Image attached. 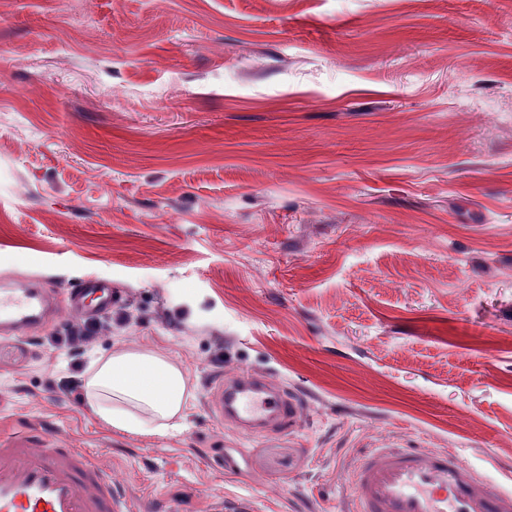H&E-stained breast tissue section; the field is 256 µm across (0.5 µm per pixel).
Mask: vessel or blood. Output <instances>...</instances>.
<instances>
[{
    "instance_id": "vessel-or-blood-1",
    "label": "vessel or blood",
    "mask_w": 512,
    "mask_h": 512,
    "mask_svg": "<svg viewBox=\"0 0 512 512\" xmlns=\"http://www.w3.org/2000/svg\"><path fill=\"white\" fill-rule=\"evenodd\" d=\"M118 301L112 288L85 278L73 288L0 290V335L22 336L61 312L95 316ZM214 418L253 436L293 429L303 400L263 376L216 375ZM351 512H512V491L481 476L444 448H374L351 472ZM127 501L104 457L61 448L35 430L0 440V512H126Z\"/></svg>"
}]
</instances>
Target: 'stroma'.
<instances>
[{"instance_id":"1","label":"stroma","mask_w":512,"mask_h":512,"mask_svg":"<svg viewBox=\"0 0 512 512\" xmlns=\"http://www.w3.org/2000/svg\"><path fill=\"white\" fill-rule=\"evenodd\" d=\"M89 276L82 350L0 337V437L108 456L133 512H344L391 445L512 491V0H0V282ZM118 345L188 371L181 431L90 411ZM222 371L300 423L217 421ZM209 408L214 418L252 436L290 431L304 411L303 400L264 376L216 375L210 386Z\"/></svg>"}]
</instances>
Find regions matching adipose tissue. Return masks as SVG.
<instances>
[{
	"instance_id": "1",
	"label": "adipose tissue",
	"mask_w": 512,
	"mask_h": 512,
	"mask_svg": "<svg viewBox=\"0 0 512 512\" xmlns=\"http://www.w3.org/2000/svg\"><path fill=\"white\" fill-rule=\"evenodd\" d=\"M83 387L97 418L113 430L137 435L179 430L192 399L186 369L148 348L119 346L93 358Z\"/></svg>"
}]
</instances>
